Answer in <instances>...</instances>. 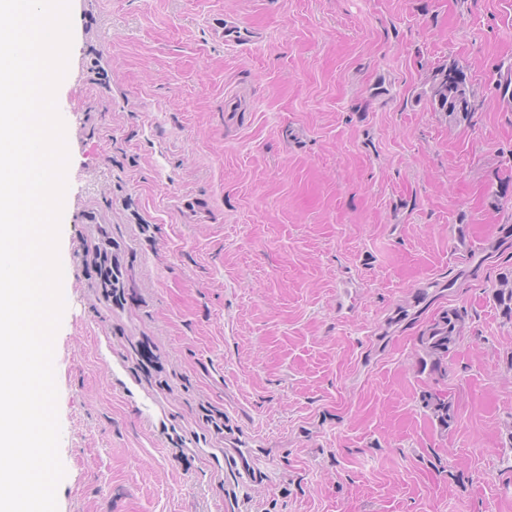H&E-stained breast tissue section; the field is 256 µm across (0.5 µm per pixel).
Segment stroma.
Listing matches in <instances>:
<instances>
[{"label": "stroma", "mask_w": 512, "mask_h": 512, "mask_svg": "<svg viewBox=\"0 0 512 512\" xmlns=\"http://www.w3.org/2000/svg\"><path fill=\"white\" fill-rule=\"evenodd\" d=\"M70 8L58 512H512V322L493 297L512 271L495 89L512 0ZM215 13L259 40L217 42ZM442 64L466 73L472 119L432 110ZM185 195L209 222L184 221ZM106 247L121 305L92 265ZM449 307L468 317L445 429L416 361Z\"/></svg>", "instance_id": "35a3bbf8"}]
</instances>
